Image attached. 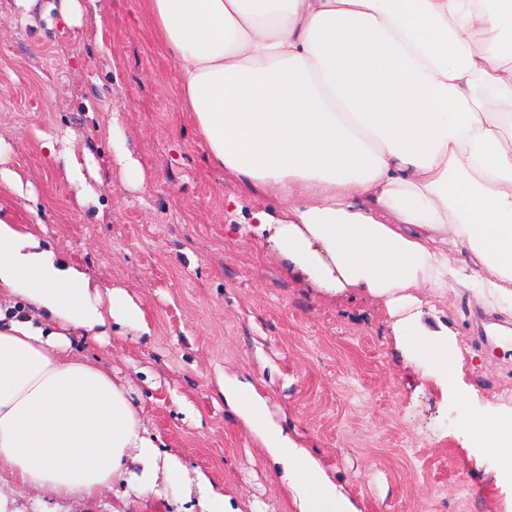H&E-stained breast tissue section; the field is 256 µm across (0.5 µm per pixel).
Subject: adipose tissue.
Returning a JSON list of instances; mask_svg holds the SVG:
<instances>
[{
    "label": "adipose tissue",
    "instance_id": "adipose-tissue-1",
    "mask_svg": "<svg viewBox=\"0 0 512 512\" xmlns=\"http://www.w3.org/2000/svg\"><path fill=\"white\" fill-rule=\"evenodd\" d=\"M145 3L211 162L279 201L283 218L255 211L249 231L325 292L381 299L401 354L454 377L461 353L423 324L414 290L447 287L464 245L481 289L512 300V0ZM46 148L93 200L89 148ZM115 327L151 333L124 289L101 293L37 226L0 214V483L61 502L110 488L112 512L157 495L172 512H227L223 489L150 431L130 381L88 357ZM216 386L297 512H358L249 384ZM462 420L512 466V415Z\"/></svg>",
    "mask_w": 512,
    "mask_h": 512
}]
</instances>
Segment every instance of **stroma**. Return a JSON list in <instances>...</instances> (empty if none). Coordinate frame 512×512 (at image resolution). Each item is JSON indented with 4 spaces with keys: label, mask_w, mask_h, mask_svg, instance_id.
Wrapping results in <instances>:
<instances>
[{
    "label": "stroma",
    "mask_w": 512,
    "mask_h": 512,
    "mask_svg": "<svg viewBox=\"0 0 512 512\" xmlns=\"http://www.w3.org/2000/svg\"><path fill=\"white\" fill-rule=\"evenodd\" d=\"M55 2L26 21L0 0V164L30 182L28 198L1 195L0 210L44 224L56 251L139 304L151 335H112L101 351L132 378L167 449L222 486L236 512H294L259 440L216 398L221 370L254 386L359 512H512V471L462 423L467 408H512V304L478 292L468 251L447 288L415 291L427 327L447 326L464 356L444 386L396 351L382 301L325 293L244 231L254 207L276 200L209 161L143 0H97L78 27ZM115 120L143 184L112 151ZM48 135L90 149L96 202H77L42 147ZM231 195L243 201L232 214Z\"/></svg>",
    "instance_id": "1"
}]
</instances>
